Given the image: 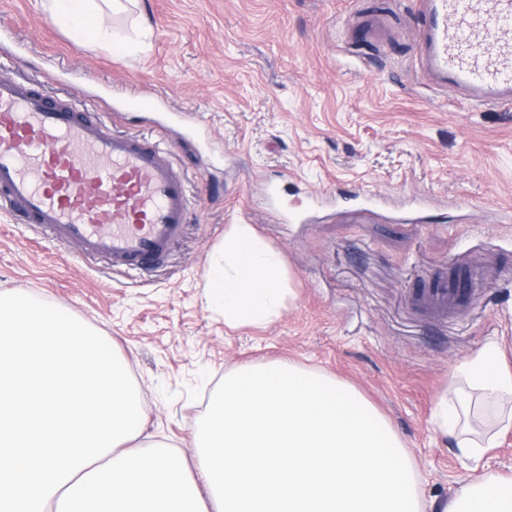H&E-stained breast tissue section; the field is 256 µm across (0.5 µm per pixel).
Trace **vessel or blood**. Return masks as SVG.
Masks as SVG:
<instances>
[{
    "instance_id": "obj_1",
    "label": "vessel or blood",
    "mask_w": 512,
    "mask_h": 512,
    "mask_svg": "<svg viewBox=\"0 0 512 512\" xmlns=\"http://www.w3.org/2000/svg\"><path fill=\"white\" fill-rule=\"evenodd\" d=\"M416 55L434 85L512 102V0H417ZM188 188L152 138L105 120L47 79L0 78V209L116 269L161 266L186 222ZM451 280L421 292L445 315Z\"/></svg>"
}]
</instances>
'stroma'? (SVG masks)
<instances>
[{
	"instance_id": "1",
	"label": "stroma",
	"mask_w": 512,
	"mask_h": 512,
	"mask_svg": "<svg viewBox=\"0 0 512 512\" xmlns=\"http://www.w3.org/2000/svg\"><path fill=\"white\" fill-rule=\"evenodd\" d=\"M415 0H117L102 25L130 52L74 45L37 0H0V76L45 77L111 130L158 141L190 194L166 263L115 270L0 213V292L83 320L124 359L147 404L138 438L192 455L217 385L279 361L347 382L390 422L423 501L479 473L512 475V433L478 469L433 411L453 367L496 341L512 363V107L429 86ZM149 18L140 27L139 14ZM385 21L381 41L355 39ZM277 190L291 221L265 202ZM377 199L376 216L347 201ZM313 222H295L309 198ZM432 199L428 223L404 222ZM252 225L285 269V305L228 325L205 298L212 253ZM465 256L483 279L448 316L419 303Z\"/></svg>"
}]
</instances>
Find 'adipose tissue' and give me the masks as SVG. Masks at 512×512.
I'll list each match as a JSON object with an SVG mask.
<instances>
[{
  "label": "adipose tissue",
  "instance_id": "ef3b65f1",
  "mask_svg": "<svg viewBox=\"0 0 512 512\" xmlns=\"http://www.w3.org/2000/svg\"><path fill=\"white\" fill-rule=\"evenodd\" d=\"M112 0H39L76 44L105 39L100 16ZM207 297L229 325L264 324L285 299L278 254L248 224L233 225L207 270ZM436 426L460 458L479 463L512 432V365L499 343L487 344L453 370L452 387L436 410ZM444 512H512V475L487 472L466 484Z\"/></svg>",
  "mask_w": 512,
  "mask_h": 512
}]
</instances>
